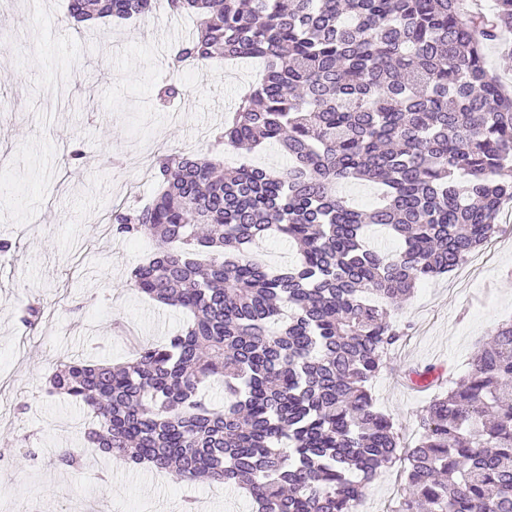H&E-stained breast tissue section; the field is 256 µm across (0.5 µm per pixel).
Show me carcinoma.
I'll use <instances>...</instances> for the list:
<instances>
[{"instance_id":"1","label":"carcinoma","mask_w":512,"mask_h":512,"mask_svg":"<svg viewBox=\"0 0 512 512\" xmlns=\"http://www.w3.org/2000/svg\"><path fill=\"white\" fill-rule=\"evenodd\" d=\"M154 0H68L76 24L152 12ZM463 0H166L196 20L172 48L180 69L259 57L261 80L215 138L242 151L277 144L288 168H228L159 153L154 199L112 206L117 237L157 250L129 285L190 321L124 363L69 359L49 391L83 404L87 445L128 465L235 486L258 512H352L398 454L371 383L404 330L393 315L416 283L449 273L501 231L512 201V89L484 48L512 27V0L488 16ZM168 81L157 98L182 95ZM365 181L381 203L353 208L337 192ZM403 242L370 248L365 230ZM271 235L299 260L271 270L252 255ZM37 302L21 308L34 327ZM437 388L418 414L404 495L392 512H512V320ZM224 386V407L204 384ZM82 456L61 448L58 467Z\"/></svg>"}]
</instances>
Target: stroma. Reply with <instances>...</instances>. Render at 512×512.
<instances>
[{
	"mask_svg": "<svg viewBox=\"0 0 512 512\" xmlns=\"http://www.w3.org/2000/svg\"><path fill=\"white\" fill-rule=\"evenodd\" d=\"M66 15L67 0H0V240L17 244L0 253V512H68L74 500L84 501L86 512H183L188 500L204 512H251L241 492L84 447L89 416L67 396L49 393L47 379L62 360L129 358L115 324L147 343L163 341L186 319L183 309L126 282L155 241L113 236L107 221L128 194L144 204L155 196L150 168L158 149L275 170L288 160L274 147L246 156L215 145L213 131L241 84L252 81V64H237L235 81L220 60L171 73L169 53L188 37L193 19L171 16L166 0H156L148 17L80 30ZM171 77L187 94L165 108L156 90ZM74 146L85 158L72 170L64 155ZM478 253L483 268L418 284L396 314L410 329L371 393L394 422L399 451L368 488V512H392L403 495L406 455L419 440L416 414L433 396L415 388L409 372L433 366L464 376L477 348L512 319V234ZM30 296L43 307L32 331L19 314ZM65 446L82 450V470L53 465Z\"/></svg>",
	"mask_w": 512,
	"mask_h": 512,
	"instance_id": "35a3bbf8",
	"label": "stroma"
}]
</instances>
